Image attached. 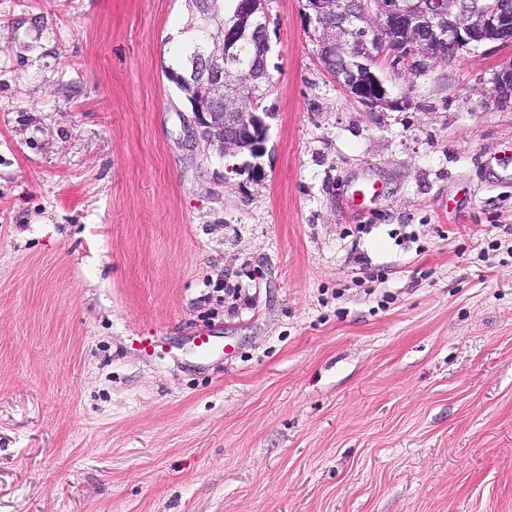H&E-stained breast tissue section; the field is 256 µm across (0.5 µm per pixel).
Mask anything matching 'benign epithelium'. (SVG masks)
Listing matches in <instances>:
<instances>
[{
    "instance_id": "1",
    "label": "benign epithelium",
    "mask_w": 512,
    "mask_h": 512,
    "mask_svg": "<svg viewBox=\"0 0 512 512\" xmlns=\"http://www.w3.org/2000/svg\"><path fill=\"white\" fill-rule=\"evenodd\" d=\"M194 20H207L211 31L182 70L173 75L193 114L194 137L227 161L229 174L255 179L270 112L256 111L264 86L246 80L247 90L224 96V71L242 67L245 43L263 36L269 44L267 0H237L233 15L225 16L222 0H188ZM307 25L316 33L322 61H339L330 70L351 97L370 107H397L407 100L392 99L386 81L376 72L385 50L418 69L426 63L455 58L459 51L485 43H512V6L501 0H306ZM490 98H512V66L493 73ZM244 155L251 160L238 162Z\"/></svg>"
}]
</instances>
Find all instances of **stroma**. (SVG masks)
<instances>
[{
	"label": "stroma",
	"instance_id": "1",
	"mask_svg": "<svg viewBox=\"0 0 512 512\" xmlns=\"http://www.w3.org/2000/svg\"><path fill=\"white\" fill-rule=\"evenodd\" d=\"M304 3L242 184L165 74L186 0H0V512H512V46L383 53L370 109ZM491 87L488 89L490 98L498 101L512 98V66L511 64L496 71L491 78Z\"/></svg>",
	"mask_w": 512,
	"mask_h": 512
}]
</instances>
